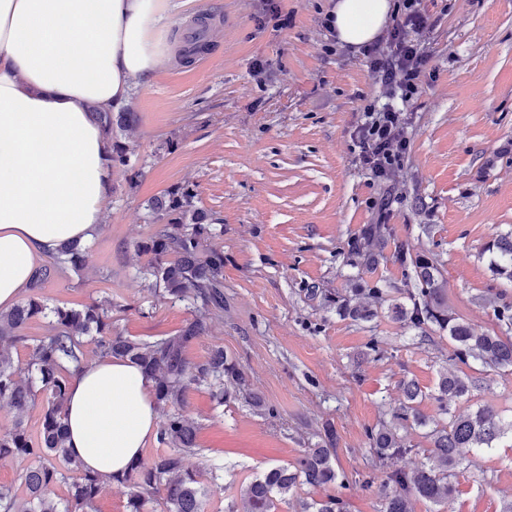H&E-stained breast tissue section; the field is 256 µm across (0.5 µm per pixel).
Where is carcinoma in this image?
<instances>
[{
    "mask_svg": "<svg viewBox=\"0 0 512 512\" xmlns=\"http://www.w3.org/2000/svg\"><path fill=\"white\" fill-rule=\"evenodd\" d=\"M94 120L112 136L137 121L134 112H116L114 107L89 108ZM132 151L126 144L111 141L112 167L132 170ZM198 193L192 184L179 185L148 204V212L160 229L137 249L151 256L144 275L159 295L173 302H186L192 319L177 333L154 342H143L112 331V301H93L80 308L57 304L52 307L30 296L7 311H0V406L13 413V423L0 433V457H33L35 461L21 476L25 497L0 487V512H94V504L106 484L117 482L129 488L126 512H151L150 505L162 500L164 512H205L208 484L222 479L218 469L197 472L187 468L184 456L196 447L197 428L183 414L186 389L192 385L209 390L217 405L245 390L247 378L236 362L215 349L199 364L190 361L187 349L204 336L210 315L224 310V251L204 248V242L218 235L210 215L196 204ZM392 240L388 224H366L348 243V253L358 264L371 268ZM492 255L493 274L512 283V230L499 233L484 248ZM90 249L78 241L60 244L50 264L35 271L32 285L50 278L62 268L82 270ZM393 257L413 271L414 288L408 304L394 306L407 327L421 333L436 329L448 334L454 345L452 360L464 365L477 362L492 370L512 371V304L488 300L502 332H483L463 322L448 307V282L433 259L423 251L414 252L403 243L395 245ZM366 295L368 304L353 298ZM386 301V291L369 284L360 275L349 278V295L336 301V311L354 320L369 321ZM45 318L53 331L32 340L23 335L30 321ZM95 343L100 357L128 360L154 381V397L164 420L158 433L166 450L133 462L119 476H104L82 469L68 445L66 405L69 381L84 361L83 338ZM32 341L25 366L15 363L12 348ZM478 380L456 368L440 372L434 400L437 417L419 414L416 403L422 396L415 382L403 383L406 403L391 412L390 421L368 433L371 453L385 461L412 451V444L400 429L412 421L426 429L431 443L428 464L413 470H394L388 476L390 492L382 496L381 512H410L409 498L419 497L432 505L448 498L453 490L450 478L462 464L460 449L474 448L488 453L496 441L512 433V420H504L488 407L458 414L448 406L469 395ZM45 401L38 436L31 435L25 422L37 398ZM336 432L324 428L323 445L308 448L290 465L276 466L251 481L239 499L224 512H276L277 503H288L297 490L336 484L338 473L332 463ZM63 483L66 495L54 488ZM300 512H345L344 501L336 496L311 502L299 501Z\"/></svg>",
    "mask_w": 512,
    "mask_h": 512,
    "instance_id": "cac0c4a2",
    "label": "carcinoma"
}]
</instances>
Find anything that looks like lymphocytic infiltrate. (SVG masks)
<instances>
[{
  "mask_svg": "<svg viewBox=\"0 0 512 512\" xmlns=\"http://www.w3.org/2000/svg\"><path fill=\"white\" fill-rule=\"evenodd\" d=\"M433 30L423 0H397L393 24L359 49L384 104L366 102L351 137L360 163L389 196L410 149L407 112L429 63L426 42Z\"/></svg>",
  "mask_w": 512,
  "mask_h": 512,
  "instance_id": "obj_1",
  "label": "lymphocytic infiltrate"
}]
</instances>
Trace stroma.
Segmentation results:
<instances>
[{
    "mask_svg": "<svg viewBox=\"0 0 512 512\" xmlns=\"http://www.w3.org/2000/svg\"><path fill=\"white\" fill-rule=\"evenodd\" d=\"M173 2L170 39L207 12L209 50L135 88L128 107L138 121L118 138L135 148L139 174L114 172L87 269L55 274L38 294L71 307L111 299L113 329L144 342L175 334L191 313L136 279L150 260L137 245L156 230L147 201L196 185L198 206L223 228L211 244L224 251V309L187 356L201 363L223 349L249 382L221 407L206 388L186 393L184 413L198 429L186 465L224 471L206 512H224L242 486L321 445L327 422L343 480L336 496L346 512H379L387 472L425 463L430 444L408 430L413 452L376 465L367 434L389 420L407 380L424 394L420 412L435 417L453 345L436 332L414 336L389 312L359 323L324 302L345 294L347 243L378 219L379 187L351 139L362 98L375 94L372 77L362 57L322 50L320 20L335 0ZM424 5L436 20L432 59L408 112L410 150L388 222L397 241L435 259L449 306L490 332L497 320L487 297L512 302V283L493 276L484 252L512 225V0ZM469 372L482 387L453 408L512 415V374ZM451 482L439 512H502L512 499V438L489 454L465 452Z\"/></svg>",
    "mask_w": 512,
    "mask_h": 512,
    "instance_id": "1",
    "label": "stroma"
}]
</instances>
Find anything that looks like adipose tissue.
Instances as JSON below:
<instances>
[{
    "label": "adipose tissue",
    "instance_id": "obj_1",
    "mask_svg": "<svg viewBox=\"0 0 512 512\" xmlns=\"http://www.w3.org/2000/svg\"><path fill=\"white\" fill-rule=\"evenodd\" d=\"M170 0H0V309L38 254L91 238L112 189L110 142L91 105L128 104L170 59ZM392 0H336L340 42L374 40ZM153 382L98 358L72 379L68 445L84 469L121 475L157 432Z\"/></svg>",
    "mask_w": 512,
    "mask_h": 512
}]
</instances>
